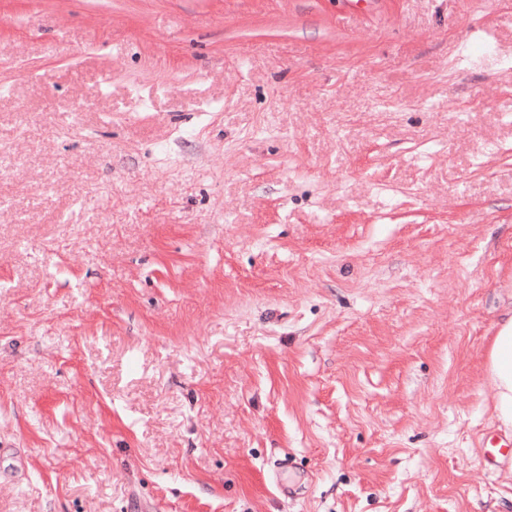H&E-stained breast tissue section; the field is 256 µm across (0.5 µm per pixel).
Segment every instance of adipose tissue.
Instances as JSON below:
<instances>
[{
	"instance_id": "adipose-tissue-1",
	"label": "adipose tissue",
	"mask_w": 512,
	"mask_h": 512,
	"mask_svg": "<svg viewBox=\"0 0 512 512\" xmlns=\"http://www.w3.org/2000/svg\"><path fill=\"white\" fill-rule=\"evenodd\" d=\"M487 378L493 390V420L512 432V318L497 329L487 354Z\"/></svg>"
}]
</instances>
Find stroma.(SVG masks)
Masks as SVG:
<instances>
[{
    "label": "stroma",
    "mask_w": 512,
    "mask_h": 512,
    "mask_svg": "<svg viewBox=\"0 0 512 512\" xmlns=\"http://www.w3.org/2000/svg\"><path fill=\"white\" fill-rule=\"evenodd\" d=\"M512 0H0V512H512ZM486 372L493 390V420L500 429L512 432V317L493 336Z\"/></svg>",
    "instance_id": "stroma-1"
}]
</instances>
